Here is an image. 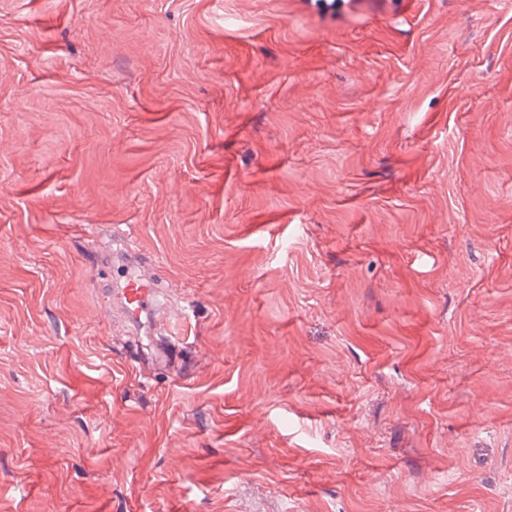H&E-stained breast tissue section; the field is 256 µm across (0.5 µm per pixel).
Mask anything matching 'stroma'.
<instances>
[{
    "label": "stroma",
    "instance_id": "stroma-1",
    "mask_svg": "<svg viewBox=\"0 0 512 512\" xmlns=\"http://www.w3.org/2000/svg\"><path fill=\"white\" fill-rule=\"evenodd\" d=\"M0 512H512V0H0ZM112 288L113 304L121 310L131 334L150 341V348L143 349L138 361L140 369H166L171 352L154 338L157 319L165 312L166 305L153 276L127 271L113 280Z\"/></svg>",
    "mask_w": 512,
    "mask_h": 512
}]
</instances>
